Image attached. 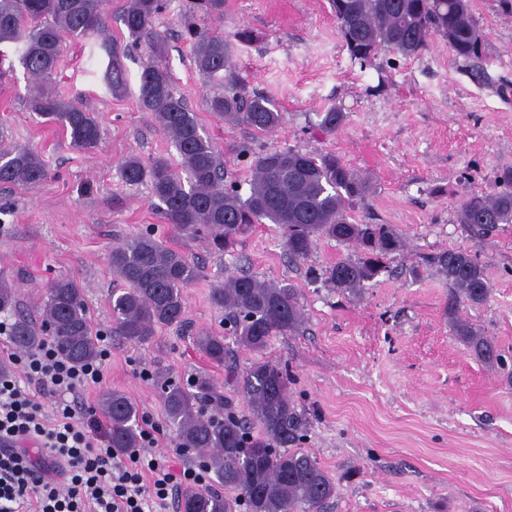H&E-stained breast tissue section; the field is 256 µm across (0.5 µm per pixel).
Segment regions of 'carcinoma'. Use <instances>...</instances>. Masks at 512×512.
Masks as SVG:
<instances>
[{"label":"carcinoma","mask_w":512,"mask_h":512,"mask_svg":"<svg viewBox=\"0 0 512 512\" xmlns=\"http://www.w3.org/2000/svg\"><path fill=\"white\" fill-rule=\"evenodd\" d=\"M104 0H0V46L11 45L33 79L50 78L64 52L66 39L90 42L107 59L104 81L109 91L126 90L122 59L125 51L106 36ZM168 0H127L121 22L133 43L158 38L157 23ZM337 26L352 62L372 64L384 51L403 58L417 57L434 38L448 43L457 58L476 65L484 42L469 0H330ZM207 15H224V0H197ZM196 69L208 78L228 75L224 91L208 98L211 112L231 125L245 124L268 133L283 121V113L268 98L248 97L232 72L234 42L248 43L252 32L241 29L233 39L208 35L187 24ZM139 107L151 113L179 160L158 157L149 163L130 156L120 166L123 181L150 183L163 214L186 238L206 237L219 251L232 253L243 236L258 224L281 230L290 258L303 260L317 240L334 239L355 249L356 255L325 270V281L343 295H356L387 271L390 256L404 241L389 224H361L350 214L366 199L369 183L334 154H308L291 148L267 151L251 162L249 191L224 186V162L200 126L196 114L173 87L169 70L149 58L138 82ZM29 109L69 136L78 150H94L101 128L93 113L51 91L29 99ZM326 134L339 131L346 113L331 106L318 113ZM47 175L44 159L29 147L0 142V184L36 186ZM501 190L472 194L457 207L456 223L478 235L500 224H512V167L498 176ZM430 263L448 278L446 306L452 334L490 367L501 364L494 342L459 314L460 306L488 302L491 287L478 259L461 250L433 256ZM120 287L112 289L115 317L112 333L134 344L149 342L164 326L184 322L183 289L203 277L201 267L182 251L167 245L150 230L124 240L108 255ZM212 306L224 311L228 332L238 345L263 351L271 337L293 334L304 323L297 288L291 283L265 281L241 272L229 275L211 289ZM18 291L0 278V313L12 316L9 336L22 352L37 350L51 339L60 357L73 365L95 361L100 354L91 327L83 288L74 278H55L45 289L41 322L16 312ZM225 337H197L199 349L218 365L229 358ZM251 418L240 415L223 387L204 377L189 391L162 376L158 385L167 417L174 426L177 446L204 454L224 489L190 486L180 495L179 512H325L338 494V484L317 457L295 449L306 436V421L288 396V370L270 361H255L240 375L227 365ZM107 418L111 447H139L137 406L125 394L112 391L100 401Z\"/></svg>","instance_id":"carcinoma-1"}]
</instances>
